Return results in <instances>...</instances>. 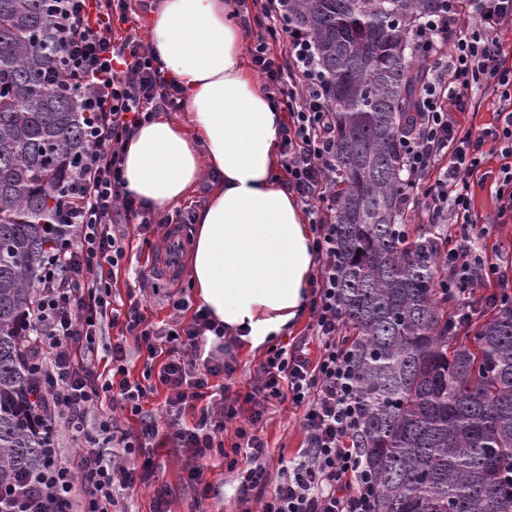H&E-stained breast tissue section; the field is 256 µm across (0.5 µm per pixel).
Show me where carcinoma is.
<instances>
[{"mask_svg":"<svg viewBox=\"0 0 512 512\" xmlns=\"http://www.w3.org/2000/svg\"><path fill=\"white\" fill-rule=\"evenodd\" d=\"M443 0H284L315 47L334 120L336 288L377 512H512V298L459 322L448 230L414 233L402 133L425 56L410 29ZM53 0H0V485L38 471L54 430L25 335L87 150Z\"/></svg>","mask_w":512,"mask_h":512,"instance_id":"carcinoma-1","label":"carcinoma"}]
</instances>
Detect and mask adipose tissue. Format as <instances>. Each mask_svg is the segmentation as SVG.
<instances>
[{"mask_svg": "<svg viewBox=\"0 0 512 512\" xmlns=\"http://www.w3.org/2000/svg\"><path fill=\"white\" fill-rule=\"evenodd\" d=\"M149 36L187 117L138 126L124 148L127 188L162 209L213 175L195 218L189 284L236 346L266 348L303 315L316 262L303 206L277 174L286 114L249 70L228 0H162Z\"/></svg>", "mask_w": 512, "mask_h": 512, "instance_id": "1", "label": "adipose tissue"}]
</instances>
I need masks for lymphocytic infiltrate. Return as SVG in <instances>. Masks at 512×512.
<instances>
[{
	"mask_svg": "<svg viewBox=\"0 0 512 512\" xmlns=\"http://www.w3.org/2000/svg\"><path fill=\"white\" fill-rule=\"evenodd\" d=\"M419 20L414 36L431 64L417 112L403 136V167L409 201L425 199L432 220L471 221L472 178L488 154L501 156L495 181L499 214L512 212V67L500 32L512 27V0H454ZM256 5L254 24L262 33L250 47L274 101L287 114L280 131L285 186L315 219L317 274L309 302V329L316 357L302 348L271 346L251 387L214 403V379L231 380L232 363L204 353L207 333L225 338L222 325L204 310L189 324L149 323L139 301L114 308L105 269L117 267L131 236L146 234L150 218L127 191L122 152L143 120L181 107L182 91L129 24L133 0H57L56 24L64 40L65 68L75 81L80 109L88 120L89 146L71 185L73 207L60 221L75 226L68 247L50 260L33 313L35 379L44 402L36 419L67 423L76 442L73 455L46 449V466L0 489V512H116L123 492L146 484L151 463L144 448L162 439L192 449L188 476L202 495L210 486L207 450L228 448L227 470L248 468L238 499L250 500L267 480V445L257 433L269 410L291 402L302 413L306 446L286 462L261 512H375L377 488L348 439L360 420L353 374L339 340L336 299V236L327 206V175L334 162L325 89L312 41L291 26L277 0H233L238 15ZM284 40L287 57L274 41ZM495 98L493 127L461 131L458 113L469 111L473 94ZM479 236H465L448 251V294L459 299L493 280ZM124 335L104 346L103 325ZM145 356L140 376L130 371L132 354ZM167 396L152 407L157 386ZM136 417L139 429H122L112 409ZM193 423H185V412ZM235 440L225 445L226 429Z\"/></svg>",
	"mask_w": 512,
	"mask_h": 512,
	"instance_id": "lymphocytic-infiltrate-1",
	"label": "lymphocytic infiltrate"
}]
</instances>
